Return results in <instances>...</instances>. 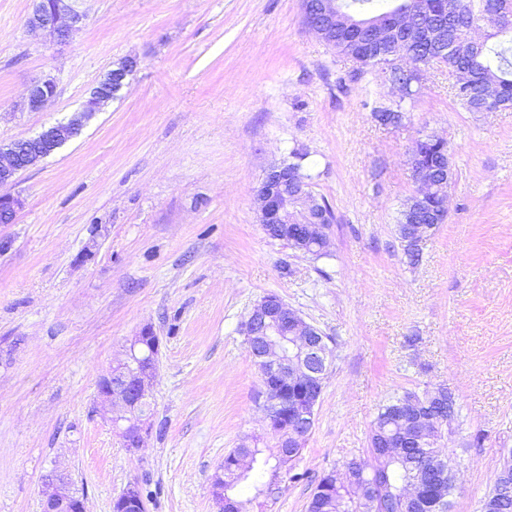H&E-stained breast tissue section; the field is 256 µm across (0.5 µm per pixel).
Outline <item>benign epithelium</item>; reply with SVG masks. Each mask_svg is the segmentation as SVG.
<instances>
[{
    "label": "benign epithelium",
    "mask_w": 512,
    "mask_h": 512,
    "mask_svg": "<svg viewBox=\"0 0 512 512\" xmlns=\"http://www.w3.org/2000/svg\"><path fill=\"white\" fill-rule=\"evenodd\" d=\"M301 10L305 27L320 39L324 28L336 23V0H301ZM392 18L396 28L402 31L404 41L394 40L392 30L376 24L370 29L369 49L384 58L389 72L403 69L401 62L404 60L417 64L407 73L412 82L419 85L424 79V70L442 67L455 44L445 42L439 31L432 36L417 28L409 10L396 7ZM83 21L84 15L74 8L71 0H33L26 26L63 40L79 29ZM139 66L136 56L122 58L71 117L48 125L33 137L1 144L0 187L14 184L21 172L77 137L85 122L112 100V87L123 88ZM56 90L52 78L34 80L24 107L31 112L40 111L55 96ZM439 141L441 138L429 134L418 138L409 164L417 184L415 197L436 201L433 209L443 223L448 214V192L438 189L441 173L435 167L422 169L417 165L424 149ZM256 196L261 208L260 221L268 235L283 231L290 224H307L312 229L322 226L321 218L316 216L321 211V199L293 171L270 167L256 188ZM22 206L20 196L0 194V222L13 223ZM433 229L435 226L421 222L419 214L410 213L406 221V241L418 247ZM243 334L261 374V393L269 427L282 438V447L296 453L311 431L324 375L332 361V350L313 325L273 294L264 296L253 306L243 324ZM147 341L155 347L159 345L158 337L149 326L129 340L124 357L98 383L97 409L122 429L130 450L142 447L151 431L148 395L156 378V362L138 358ZM289 385L302 392L304 403L290 405ZM422 472L431 478L437 494L454 479L452 468L442 458L427 459ZM48 486L50 490L42 500V512H86L84 498L72 488L67 475L50 476ZM212 493L219 512H236L235 501L224 490V472L213 477ZM115 502L121 505L120 512H146L136 483L128 485Z\"/></svg>",
    "instance_id": "obj_1"
}]
</instances>
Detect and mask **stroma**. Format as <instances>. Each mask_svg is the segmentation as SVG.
Here are the masks:
<instances>
[{
  "instance_id": "1",
  "label": "stroma",
  "mask_w": 512,
  "mask_h": 512,
  "mask_svg": "<svg viewBox=\"0 0 512 512\" xmlns=\"http://www.w3.org/2000/svg\"><path fill=\"white\" fill-rule=\"evenodd\" d=\"M69 39L31 32V0H0V144L76 110L115 63L141 58L81 134L22 172L0 224V512H41L68 475L87 512L129 483L147 512H215L232 449L275 448L240 331L275 294L328 338L334 361L294 470L250 512H307L320 477L366 455L380 406L448 384L441 452L451 512H481L512 450V106L470 112L447 69L400 100L302 23L300 0H73ZM57 95L23 107L33 80ZM402 102L386 127L373 110ZM445 138V223L409 264L397 225L419 135ZM335 216L314 257L267 236L255 189L293 149ZM159 338L152 429L128 452L97 384L144 325Z\"/></svg>"
}]
</instances>
